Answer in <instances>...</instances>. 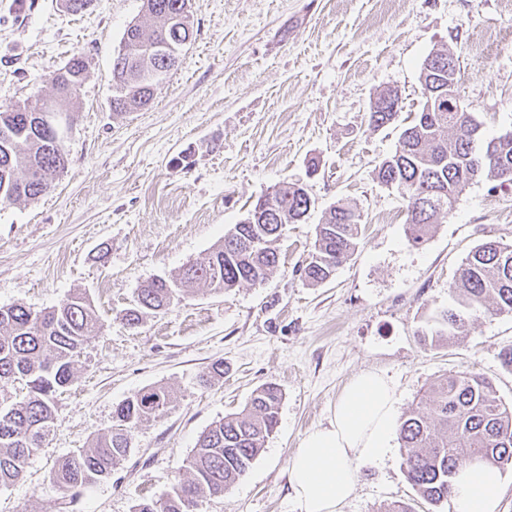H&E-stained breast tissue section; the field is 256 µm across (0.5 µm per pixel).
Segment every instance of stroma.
<instances>
[{"label": "stroma", "mask_w": 512, "mask_h": 512, "mask_svg": "<svg viewBox=\"0 0 512 512\" xmlns=\"http://www.w3.org/2000/svg\"><path fill=\"white\" fill-rule=\"evenodd\" d=\"M192 11L196 33L178 70L150 109L120 115L110 106L112 58L142 0H95L78 15L62 0H0V106L49 96L74 53L90 62L61 128L65 172L38 200L0 206V306L40 311L80 292L101 321L50 436L23 478L0 488V512H59L56 461L109 430L114 408L145 387L171 391L168 411L133 431L127 459L70 512H133L161 497L201 433L270 381L284 394L275 433L243 479L195 512H300L288 462L361 371L392 380L400 415L433 380L466 368L512 406V370L499 357L512 345V314L435 349L415 334L448 305L470 250L489 238L512 244V186L469 185L412 247L403 199L374 175L399 130L369 124L372 100L390 88L402 115L418 111L423 62L444 46L459 59L461 98L484 134L512 130V0H192ZM285 180L305 186L313 206L305 222L285 226L281 264L265 284L197 291L138 327L125 323L141 284L204 258ZM340 200L362 216L360 244L328 282L307 285L297 268ZM217 360L223 380L200 387ZM394 501L454 512L452 502L416 495L396 441L383 461L359 466L341 512H382Z\"/></svg>", "instance_id": "obj_1"}]
</instances>
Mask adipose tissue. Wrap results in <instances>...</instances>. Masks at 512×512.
I'll use <instances>...</instances> for the list:
<instances>
[{"label":"adipose tissue","mask_w":512,"mask_h":512,"mask_svg":"<svg viewBox=\"0 0 512 512\" xmlns=\"http://www.w3.org/2000/svg\"><path fill=\"white\" fill-rule=\"evenodd\" d=\"M396 421L393 383L374 371L356 375L328 426L309 432L288 464L302 512H340L355 490L358 465L387 455ZM501 495V471L491 463L465 466L454 480L455 512H497Z\"/></svg>","instance_id":"1"}]
</instances>
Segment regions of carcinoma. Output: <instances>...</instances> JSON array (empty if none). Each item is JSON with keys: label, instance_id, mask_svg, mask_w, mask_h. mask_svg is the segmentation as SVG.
<instances>
[{"label": "carcinoma", "instance_id": "1", "mask_svg": "<svg viewBox=\"0 0 512 512\" xmlns=\"http://www.w3.org/2000/svg\"><path fill=\"white\" fill-rule=\"evenodd\" d=\"M191 0H143L148 20L129 24L123 34L125 53L112 59V111L138 112L150 107L155 89L146 73L169 76L193 39ZM88 57L73 55L63 67L68 82L82 86ZM448 73V64L422 67V90ZM389 93L385 106L369 112V123L382 128L396 122ZM43 100L23 104L30 119L15 109L0 111V205L35 200L64 171L68 158L53 113L37 112ZM422 101L414 121L399 134L395 151L375 167L378 182L407 201L408 242L428 240L432 224L450 215L466 188L477 179L512 185V138L486 139L470 112H428ZM431 203L417 210L421 195ZM312 205L308 192L284 181L257 200L224 241L181 274L156 277L137 289L124 320L134 328L204 286L214 293L265 283L278 269L282 229L305 219ZM361 215L337 202L316 225L309 260L300 268L311 286L327 282L357 250ZM453 303L432 311L416 335L436 346L449 342L487 315L512 314V245L487 240L462 261L448 288ZM100 331V318L89 297L76 294L49 310L22 304L0 306V486L20 480L30 457L49 437L58 399L72 382L85 343ZM283 399L274 382L256 388L244 409L213 422L186 459L183 476L160 498H143L134 512H190L199 499L222 495L250 469L279 423ZM171 394L163 386L142 389L114 410L110 430L86 448L61 458L51 480L68 512L86 488L112 475L130 454L131 432L140 423L166 412ZM405 473L420 498L438 505L452 496L453 479L464 464L512 465V408L493 384L473 371L434 381L420 406L401 417L397 428Z\"/></svg>", "mask_w": 512, "mask_h": 512}]
</instances>
